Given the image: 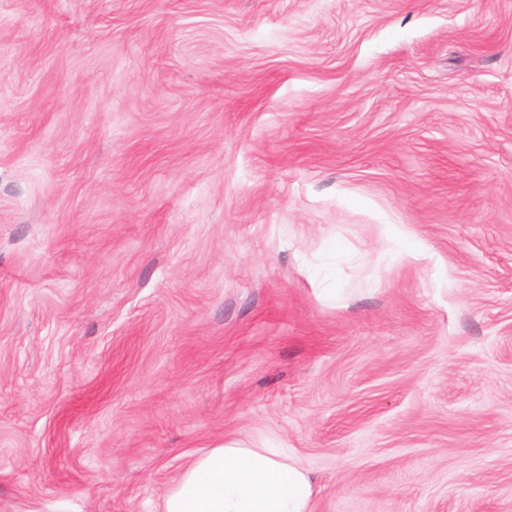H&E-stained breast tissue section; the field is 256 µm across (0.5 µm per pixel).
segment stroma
I'll return each mask as SVG.
<instances>
[{
    "mask_svg": "<svg viewBox=\"0 0 512 512\" xmlns=\"http://www.w3.org/2000/svg\"><path fill=\"white\" fill-rule=\"evenodd\" d=\"M230 436L512 512V0H0V512Z\"/></svg>",
    "mask_w": 512,
    "mask_h": 512,
    "instance_id": "1",
    "label": "stroma"
}]
</instances>
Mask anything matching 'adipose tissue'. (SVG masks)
Instances as JSON below:
<instances>
[{
  "label": "adipose tissue",
  "mask_w": 512,
  "mask_h": 512,
  "mask_svg": "<svg viewBox=\"0 0 512 512\" xmlns=\"http://www.w3.org/2000/svg\"><path fill=\"white\" fill-rule=\"evenodd\" d=\"M314 496L297 457L228 437L187 463L162 512H312Z\"/></svg>",
  "instance_id": "ef3b65f1"
}]
</instances>
